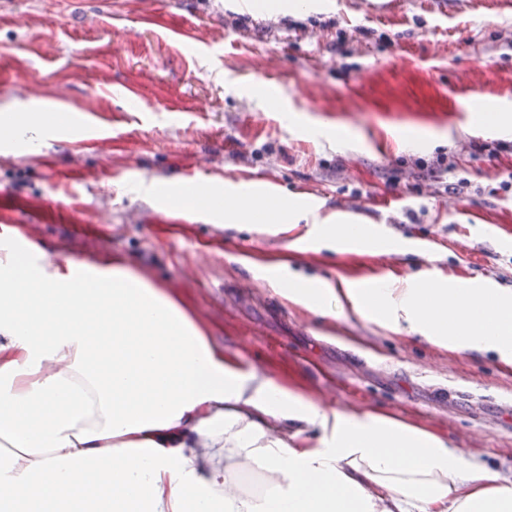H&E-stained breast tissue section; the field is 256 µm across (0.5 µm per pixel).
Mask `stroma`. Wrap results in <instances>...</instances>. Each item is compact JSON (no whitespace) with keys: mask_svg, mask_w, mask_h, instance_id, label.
<instances>
[{"mask_svg":"<svg viewBox=\"0 0 512 512\" xmlns=\"http://www.w3.org/2000/svg\"><path fill=\"white\" fill-rule=\"evenodd\" d=\"M488 0H8L0 9V118L95 112L99 143L43 138L0 153V225L46 261H120L191 308L243 371L329 409L403 420L472 449L512 479V367L352 316L324 318L278 296L250 261L353 279L492 283L512 291V136L468 129L465 102L512 103V8ZM139 33L127 35L129 26ZM182 31L176 41L172 31ZM275 85L281 111L268 110ZM346 128L339 143L312 129ZM418 127L435 146L397 150ZM444 158L447 182L429 177ZM231 192L277 183L320 216L368 222L404 249L300 248L311 223L275 233L161 207L154 181ZM421 237L435 248L424 255Z\"/></svg>","mask_w":512,"mask_h":512,"instance_id":"stroma-1","label":"stroma"}]
</instances>
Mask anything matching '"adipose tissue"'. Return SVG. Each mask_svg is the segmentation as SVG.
I'll return each mask as SVG.
<instances>
[{"label": "adipose tissue", "mask_w": 512, "mask_h": 512, "mask_svg": "<svg viewBox=\"0 0 512 512\" xmlns=\"http://www.w3.org/2000/svg\"><path fill=\"white\" fill-rule=\"evenodd\" d=\"M164 203L227 225L277 227L305 203L155 182ZM318 247L386 248L342 213ZM258 273L323 316L408 326L453 350L512 366V293L478 303L463 282L334 287L283 263ZM316 429V438L307 430ZM266 474L242 491L235 473ZM0 512H512V480L406 422L321 407L246 375L177 295L124 264L51 265L0 256Z\"/></svg>", "instance_id": "ef3b65f1"}]
</instances>
